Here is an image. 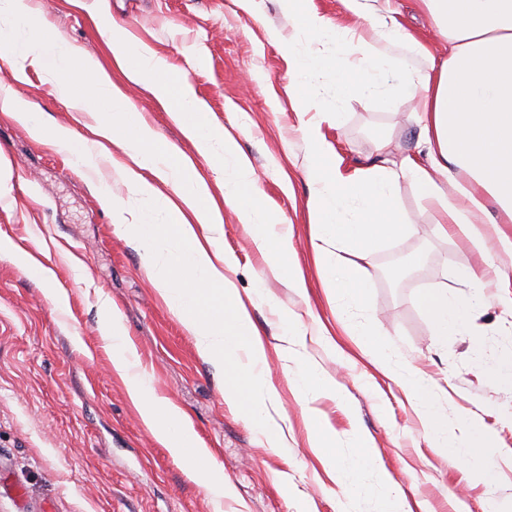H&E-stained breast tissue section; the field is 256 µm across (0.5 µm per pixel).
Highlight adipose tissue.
<instances>
[{
	"label": "adipose tissue",
	"mask_w": 512,
	"mask_h": 512,
	"mask_svg": "<svg viewBox=\"0 0 512 512\" xmlns=\"http://www.w3.org/2000/svg\"><path fill=\"white\" fill-rule=\"evenodd\" d=\"M280 2L289 14L301 16L302 39L280 41L279 51L290 65L289 83L297 92L299 130L314 155L307 172L306 206L312 235L321 243L315 252L317 268L337 309L346 315L347 335L365 336L368 327L347 316L360 299L354 258L406 229L408 219L398 204L402 182L412 183L435 206L441 223L456 225L475 249L485 245L488 206L512 222V0H420L448 43V55L441 60L425 44L406 38L401 26L377 14L368 0H342L346 11L369 21L377 36L376 42L361 40L349 48L362 66L356 79L350 76L349 64L327 50L337 37L327 19L313 9L299 11L300 0ZM75 3L95 23L127 82L148 91L160 105H174L173 119L203 156L221 152L225 162L240 170V177L219 178L223 205H216L206 181L179 162L173 149L159 147L149 124L133 121L130 99L102 66H73L74 48L49 35L29 0H0V11L6 14L0 20V52L14 78H22L31 68L48 75L63 88L72 111H88L85 91L95 88L100 110L94 136L73 144L67 126L45 124L37 109L2 83L0 112L59 149L73 151L76 161L89 170H97L113 146L130 157L119 175L132 202L116 201L111 189L103 191L114 227L138 251L153 288L196 337L201 355L225 378V402L242 408L253 426L266 431L264 401L257 395L258 389L270 386L266 344L233 281V256L220 249L214 237L199 236L198 231L221 224V208L230 209L253 227L256 249L272 256V274L301 290L306 281L290 259L292 236L282 230L278 213L258 204L247 160L235 139L214 126L208 105L188 78L174 77L165 55L115 20L111 0ZM402 40L408 43L406 57L394 59L379 48L380 43ZM327 71L335 72L336 80L318 121L309 116L312 103L305 92ZM353 94L418 98L426 159L406 155L397 161L346 167L322 125L331 122ZM164 185L172 189V197L161 193ZM454 189L467 198V205L451 199ZM329 245L348 248L350 259L328 262ZM203 305L208 308L204 314L199 311ZM103 337L112 349V367L143 424L173 457L189 462L191 478L213 501H221L226 486L209 450L196 445L183 412L158 397L119 318L107 323ZM234 371L250 377L253 393L229 383Z\"/></svg>",
	"instance_id": "1"
}]
</instances>
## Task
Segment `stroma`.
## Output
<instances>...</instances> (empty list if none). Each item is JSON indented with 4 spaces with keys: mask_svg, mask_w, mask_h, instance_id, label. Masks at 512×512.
<instances>
[{
    "mask_svg": "<svg viewBox=\"0 0 512 512\" xmlns=\"http://www.w3.org/2000/svg\"><path fill=\"white\" fill-rule=\"evenodd\" d=\"M50 33L80 57L111 69L112 56L86 12L73 0H32ZM338 28L335 50L346 57L352 37L373 30L350 17L341 0H308ZM408 33L442 55L445 44L419 0H374ZM118 21L187 74L213 121L237 142L257 177L259 201L293 227L292 259L309 288L300 292L274 277L251 229L223 211L218 245L237 259L240 295H254L251 318L267 343L274 395L266 399L268 435L224 401L221 375L152 287L139 253L111 223L98 195L108 182L127 198L112 162L87 172L66 151L38 138L0 112V151L8 180L0 193V236L14 251L0 253V512H388L395 497L412 512H512V223L488 229L484 253L455 234H440L434 211L410 183L399 206L410 230L367 249L358 321L372 335L350 336L316 276L306 201L311 148L298 129L288 95V62L272 34L299 35L298 17L279 0H123ZM23 99L48 122L67 125L74 142L90 137L94 119L68 111L63 93L42 72L16 83ZM125 91L160 142L207 181L213 161L200 155L179 125L142 88ZM417 103L349 98L336 126L326 128L352 166L377 161L382 151L425 158ZM388 149H381V142ZM25 253L31 266L20 265ZM54 274L68 296L66 312L44 297L36 268ZM489 269L483 283L466 268ZM444 288L460 320L438 335L419 299ZM110 299L153 376L158 396L179 406L228 487L214 503L142 423L102 338V299ZM294 319L286 335L279 318ZM315 372L323 387L308 394L288 382ZM420 370L435 407L423 423L410 379ZM331 430L328 448L312 447L316 421ZM441 435L444 449L432 446ZM372 446H361L362 438ZM480 452L493 479L471 475L461 463ZM355 462L341 476L327 455ZM388 480H380V472Z\"/></svg>",
    "mask_w": 512,
    "mask_h": 512,
    "instance_id": "35a3bbf8",
    "label": "stroma"
}]
</instances>
